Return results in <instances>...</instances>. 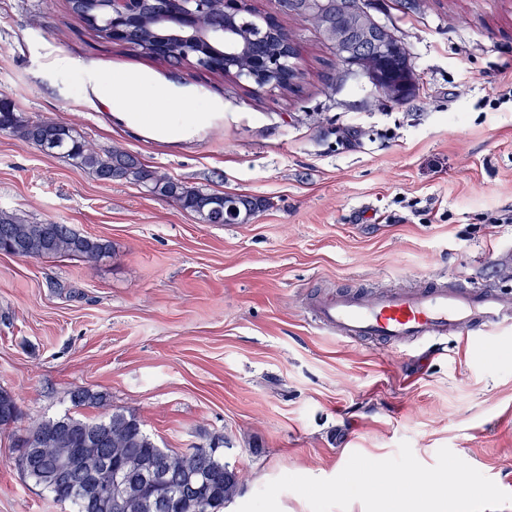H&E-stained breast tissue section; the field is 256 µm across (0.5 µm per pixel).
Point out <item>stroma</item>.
Listing matches in <instances>:
<instances>
[{"label":"stroma","instance_id":"1","mask_svg":"<svg viewBox=\"0 0 512 512\" xmlns=\"http://www.w3.org/2000/svg\"><path fill=\"white\" fill-rule=\"evenodd\" d=\"M249 4L298 43L299 94L255 93L107 42L67 0H0V95L186 185L263 202L246 223L206 224L0 134V212L113 248L92 268L0 253V388L26 419L96 418L70 394L105 392L175 451L226 436L244 487L224 512L280 476L331 478L352 453L383 460L403 441L424 465L447 447L512 488V329L427 359L340 339L305 311L316 293L430 279L512 292V267L497 263L512 223L494 221L512 208V101L488 103L512 62V0H420L407 13L371 0L410 53L416 90L404 104L337 83L311 21L277 0ZM92 83L101 98H85ZM115 100L193 114L204 129L157 140L113 120ZM17 455L0 431V512H72Z\"/></svg>","mask_w":512,"mask_h":512}]
</instances>
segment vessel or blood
<instances>
[{
  "instance_id": "1",
  "label": "vessel or blood",
  "mask_w": 512,
  "mask_h": 512,
  "mask_svg": "<svg viewBox=\"0 0 512 512\" xmlns=\"http://www.w3.org/2000/svg\"><path fill=\"white\" fill-rule=\"evenodd\" d=\"M318 328L354 340L372 338L392 347L432 345L453 337L467 343L512 325V297L493 287L460 281H425L411 288L340 291L310 307Z\"/></svg>"
}]
</instances>
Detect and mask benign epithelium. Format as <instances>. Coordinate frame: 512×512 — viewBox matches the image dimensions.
I'll return each mask as SVG.
<instances>
[{"mask_svg": "<svg viewBox=\"0 0 512 512\" xmlns=\"http://www.w3.org/2000/svg\"><path fill=\"white\" fill-rule=\"evenodd\" d=\"M176 7L153 18L152 26L163 38L178 43L188 64L199 71H215L231 76L261 91L282 89L281 80L288 78V53H297L295 43L286 35L279 36V47L271 55L243 54L244 38L234 20L247 8V0H174ZM149 0H112V26L107 32L112 41L128 44L134 38L144 17ZM305 15L320 33L345 59L344 74L365 78L388 102L403 99L413 82L408 73L398 80L391 79L383 60L406 50L393 30L380 25L383 36L378 49L370 54H358L347 40L345 29L362 30L376 22L364 0H341V21L333 23L329 0H306Z\"/></svg>", "mask_w": 512, "mask_h": 512, "instance_id": "benign-epithelium-1", "label": "benign epithelium"}]
</instances>
